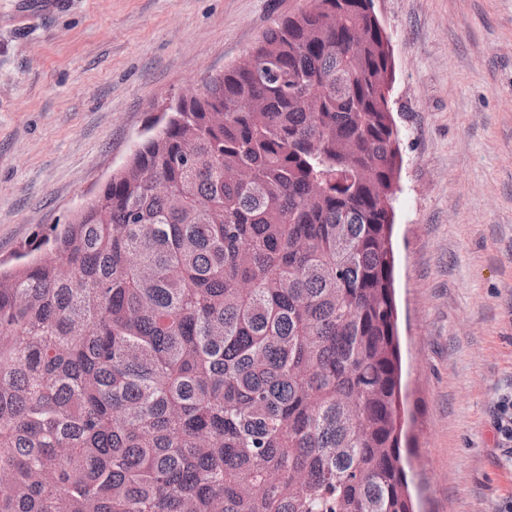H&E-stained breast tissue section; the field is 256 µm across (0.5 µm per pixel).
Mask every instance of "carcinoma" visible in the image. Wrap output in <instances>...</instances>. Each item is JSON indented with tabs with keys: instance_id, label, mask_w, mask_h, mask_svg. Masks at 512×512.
I'll use <instances>...</instances> for the list:
<instances>
[{
	"instance_id": "carcinoma-1",
	"label": "carcinoma",
	"mask_w": 512,
	"mask_h": 512,
	"mask_svg": "<svg viewBox=\"0 0 512 512\" xmlns=\"http://www.w3.org/2000/svg\"><path fill=\"white\" fill-rule=\"evenodd\" d=\"M250 52L0 270V512H413L379 19Z\"/></svg>"
}]
</instances>
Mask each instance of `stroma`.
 Segmentation results:
<instances>
[{
  "mask_svg": "<svg viewBox=\"0 0 512 512\" xmlns=\"http://www.w3.org/2000/svg\"><path fill=\"white\" fill-rule=\"evenodd\" d=\"M308 0H0V263L66 223L164 98ZM396 68L395 292L416 512H503L512 0H374Z\"/></svg>",
  "mask_w": 512,
  "mask_h": 512,
  "instance_id": "stroma-1",
  "label": "stroma"
}]
</instances>
